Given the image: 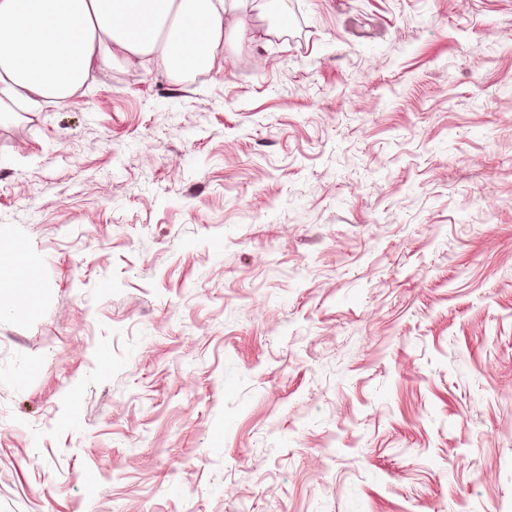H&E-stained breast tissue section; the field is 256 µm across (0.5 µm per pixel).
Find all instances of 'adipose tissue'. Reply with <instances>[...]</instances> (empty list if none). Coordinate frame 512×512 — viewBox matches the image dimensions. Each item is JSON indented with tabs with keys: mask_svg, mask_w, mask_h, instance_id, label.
<instances>
[{
	"mask_svg": "<svg viewBox=\"0 0 512 512\" xmlns=\"http://www.w3.org/2000/svg\"><path fill=\"white\" fill-rule=\"evenodd\" d=\"M265 0H0V112L63 101L92 72L141 71L152 60L185 76L223 66L258 37L241 13Z\"/></svg>",
	"mask_w": 512,
	"mask_h": 512,
	"instance_id": "adipose-tissue-1",
	"label": "adipose tissue"
}]
</instances>
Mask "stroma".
<instances>
[{"instance_id": "stroma-1", "label": "stroma", "mask_w": 512, "mask_h": 512, "mask_svg": "<svg viewBox=\"0 0 512 512\" xmlns=\"http://www.w3.org/2000/svg\"><path fill=\"white\" fill-rule=\"evenodd\" d=\"M278 6L0 117V512H512V0Z\"/></svg>"}]
</instances>
